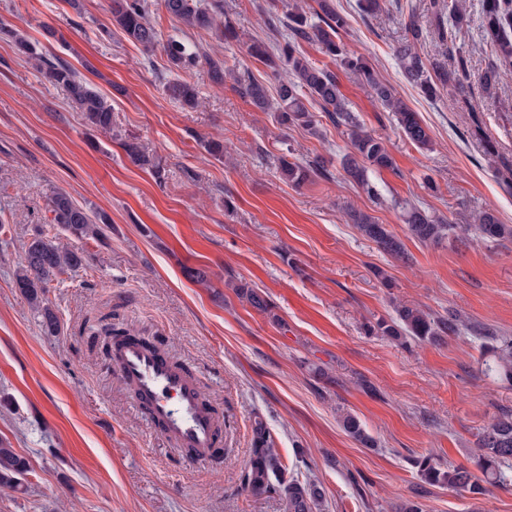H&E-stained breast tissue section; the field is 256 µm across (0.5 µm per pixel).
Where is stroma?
Instances as JSON below:
<instances>
[{"instance_id":"obj_1","label":"stroma","mask_w":512,"mask_h":512,"mask_svg":"<svg viewBox=\"0 0 512 512\" xmlns=\"http://www.w3.org/2000/svg\"><path fill=\"white\" fill-rule=\"evenodd\" d=\"M292 0H224L240 39L186 30L226 66L275 79L246 45L266 38L263 10ZM350 24L340 39L417 112L431 137L404 140L352 75L338 84L365 127L386 141L395 170L370 176L381 198L342 175L345 127L320 136L280 129L231 84L215 85L206 64L186 73L202 105L188 111L165 95L163 51L145 55L112 29V0H0V22L43 53L67 61L112 105L109 133L89 130L63 88L35 61L0 42V439L26 457L20 493L0 489V512H284L278 495L242 489L253 426L263 422L282 464L323 490L318 512H512V485L472 496L424 483L412 465L431 454L471 464L483 427L512 410V386L480 372L482 324L512 338V242L469 235L423 243L403 220L415 205L450 224L494 208L512 225V76L492 92L481 81L492 52L483 0H465L462 40L470 55L469 97H427L405 79L396 49L408 23L429 27L433 0H383L367 16L358 0H333ZM138 138L165 170V185L130 162L122 143ZM224 142L223 160L207 155ZM323 157L332 180L285 182L278 159ZM67 193L111 223L104 237L78 240L53 224L51 191ZM235 208L225 211V199ZM361 209L404 245L397 261L346 221ZM83 252L47 297L59 320L41 314L14 285L35 230ZM205 269L207 282L192 270ZM248 283L270 303L242 301ZM457 312L466 326L447 343H399L367 323L396 304ZM148 338L190 369L224 419V451L194 466L136 407L106 355L103 325ZM352 413L372 437L366 447L342 427Z\"/></svg>"}]
</instances>
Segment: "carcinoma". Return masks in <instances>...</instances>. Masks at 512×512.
<instances>
[{
    "label": "carcinoma",
    "instance_id": "1",
    "mask_svg": "<svg viewBox=\"0 0 512 512\" xmlns=\"http://www.w3.org/2000/svg\"><path fill=\"white\" fill-rule=\"evenodd\" d=\"M166 12L184 26L198 31H213L225 41L239 40L236 28L224 17L221 0H162ZM486 37L494 49L495 60L486 68L483 86L491 91L500 81L512 74V0H483ZM468 22V14L460 0H448L438 7L435 26L441 40L448 44L452 64L448 67L438 62L425 63L418 51L423 31L415 24L408 26L405 41L396 49L404 77L433 97L444 86L466 94L470 89L471 73L467 50L457 43L458 34ZM264 24L268 40H253L247 44L249 56L270 69L277 81L275 96L247 67L228 68L224 60L202 51L197 43H187L170 38L163 45L170 72H187L205 61L211 80L222 85L232 80V88L248 99L257 109L275 113L277 123L285 128L298 127L312 135L320 134L321 120L309 111L305 99L321 107L324 117L349 131V145L340 160L344 178L361 186L368 197L379 203L378 192L369 180V173L395 169V162L386 142L368 131L358 116L352 112L348 101L341 94L338 79L331 70L311 62L302 52L301 43H315L321 52L336 65L356 77L380 105L392 113L402 136L419 149L431 144V137L417 114L396 96L390 85L381 80L368 59L348 51L336 41L340 32L347 29L349 19L338 11L333 0H315V5L295 3L286 19L268 12ZM112 26L127 40L138 44L147 53H153L159 43V33L147 16L143 0H112ZM0 41L13 46L16 53L37 61L42 78L53 86L63 88L72 105L81 113L85 125L101 133L112 130V104L89 83L79 79L69 64L60 58L47 57L36 52L26 36L12 26L0 22ZM165 94L188 110L200 106L196 87L185 79L174 78L164 83ZM127 157L137 166L152 171L157 183L165 180V172L154 163L136 138L123 143ZM281 177L300 187L317 178L329 179L332 173L322 158L316 156L303 161L280 159ZM51 223L60 225L72 237L82 240L99 234V225L109 223L104 214L91 215L77 205L68 194L55 192L49 198ZM348 221L384 252L398 260L406 259L403 244L375 218L364 211L351 210ZM479 234L495 242L512 239V225L501 223L491 207L479 212L475 218ZM404 223L409 234L421 241L439 243L451 236H459L464 228L447 224L425 210L411 206L404 213ZM83 253L69 249L53 238L38 232L28 243L22 265L15 274V287L41 312L42 327L50 333L58 329L57 317L46 297L49 283L59 274L83 265ZM237 295L260 312L269 311L268 300L247 284L236 285ZM395 316L381 318L368 326L370 333L396 340L441 344L448 337L460 332L463 321L454 312L446 316H432L408 304L394 306ZM481 367L499 379L512 383V339L486 333L481 336ZM344 430L362 444H369L371 437L351 413L342 415ZM477 454L473 464L484 477V482L463 465L445 466L433 455H420L413 460L421 480L432 486H446L457 492L483 495L486 485H505L512 477V411H503L482 429L477 441ZM30 470L27 459L0 440V488L17 490L21 477ZM243 487L251 493L276 492L284 504V512H315L322 499L321 488L314 482L301 481L286 475L280 458L273 448V440L260 421L253 429V454L249 467L244 471Z\"/></svg>",
    "mask_w": 512,
    "mask_h": 512
}]
</instances>
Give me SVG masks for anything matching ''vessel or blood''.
Wrapping results in <instances>:
<instances>
[{"instance_id": "1", "label": "vessel or blood", "mask_w": 512, "mask_h": 512, "mask_svg": "<svg viewBox=\"0 0 512 512\" xmlns=\"http://www.w3.org/2000/svg\"><path fill=\"white\" fill-rule=\"evenodd\" d=\"M116 371L148 422L172 445L207 462L222 447L220 418L190 373L161 349L125 340L112 350Z\"/></svg>"}]
</instances>
